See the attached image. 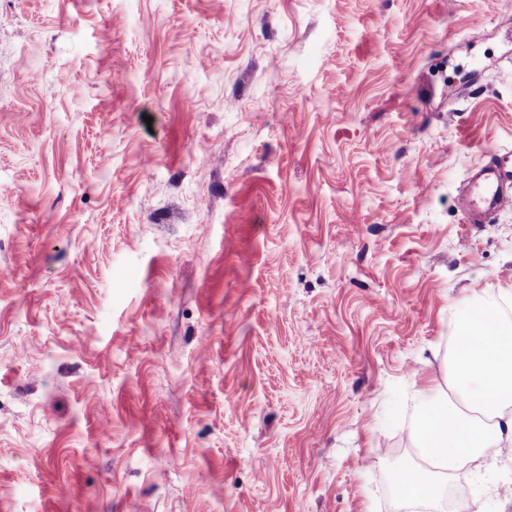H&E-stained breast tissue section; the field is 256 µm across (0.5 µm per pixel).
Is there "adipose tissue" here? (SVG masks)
<instances>
[{"mask_svg": "<svg viewBox=\"0 0 512 512\" xmlns=\"http://www.w3.org/2000/svg\"><path fill=\"white\" fill-rule=\"evenodd\" d=\"M456 377L466 397L441 388L421 400L418 441L423 463L404 461L392 482L423 512H435L442 480L474 462H495L512 445V323L498 303L472 309L454 348Z\"/></svg>", "mask_w": 512, "mask_h": 512, "instance_id": "1", "label": "adipose tissue"}]
</instances>
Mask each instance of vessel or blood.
Wrapping results in <instances>:
<instances>
[{
  "label": "vessel or blood",
  "mask_w": 512,
  "mask_h": 512,
  "mask_svg": "<svg viewBox=\"0 0 512 512\" xmlns=\"http://www.w3.org/2000/svg\"><path fill=\"white\" fill-rule=\"evenodd\" d=\"M460 206L473 224L512 209V150L494 152L472 171Z\"/></svg>",
  "instance_id": "vessel-or-blood-1"
}]
</instances>
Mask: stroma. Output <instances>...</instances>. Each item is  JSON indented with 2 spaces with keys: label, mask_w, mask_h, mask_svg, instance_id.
<instances>
[{
  "label": "stroma",
  "mask_w": 512,
  "mask_h": 512,
  "mask_svg": "<svg viewBox=\"0 0 512 512\" xmlns=\"http://www.w3.org/2000/svg\"><path fill=\"white\" fill-rule=\"evenodd\" d=\"M501 149L512 0H0V512H407ZM460 206L471 224L512 209V150L494 152L470 174Z\"/></svg>",
  "instance_id": "35a3bbf8"
}]
</instances>
